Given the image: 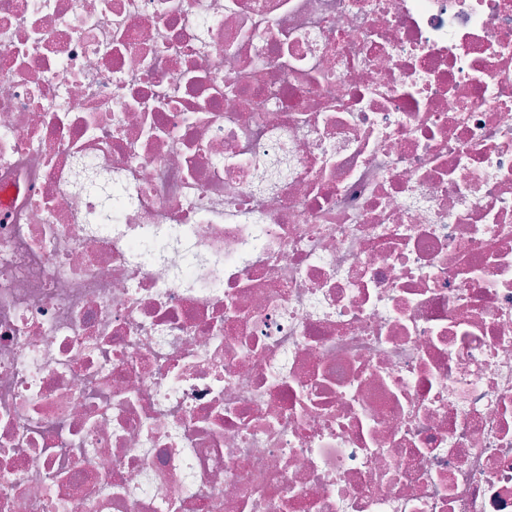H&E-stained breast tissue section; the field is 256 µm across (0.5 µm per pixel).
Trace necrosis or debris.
I'll list each match as a JSON object with an SVG mask.
<instances>
[{
  "mask_svg": "<svg viewBox=\"0 0 512 512\" xmlns=\"http://www.w3.org/2000/svg\"><path fill=\"white\" fill-rule=\"evenodd\" d=\"M0 512H512V0H0Z\"/></svg>",
  "mask_w": 512,
  "mask_h": 512,
  "instance_id": "necrosis-or-debris-1",
  "label": "necrosis or debris"
}]
</instances>
